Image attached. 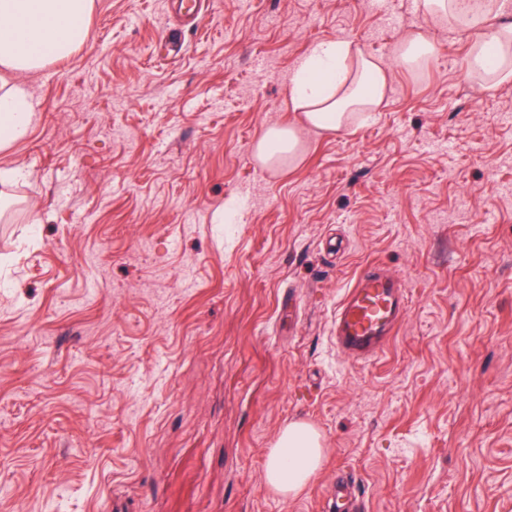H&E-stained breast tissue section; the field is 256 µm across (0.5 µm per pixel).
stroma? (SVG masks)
Returning <instances> with one entry per match:
<instances>
[{
  "mask_svg": "<svg viewBox=\"0 0 512 512\" xmlns=\"http://www.w3.org/2000/svg\"><path fill=\"white\" fill-rule=\"evenodd\" d=\"M411 0H94L84 44L26 84L0 216V512H512V87L471 37L396 58ZM392 69L377 112L295 125L290 77L322 41ZM233 207L235 223L225 221ZM406 284L384 350L332 318L368 264ZM319 433L298 497L263 482L288 423ZM298 133L294 126L274 125L268 127L257 144V155L264 164L278 162L282 155L288 154L293 162L300 160L303 151Z\"/></svg>",
  "mask_w": 512,
  "mask_h": 512,
  "instance_id": "stroma-1",
  "label": "stroma"
}]
</instances>
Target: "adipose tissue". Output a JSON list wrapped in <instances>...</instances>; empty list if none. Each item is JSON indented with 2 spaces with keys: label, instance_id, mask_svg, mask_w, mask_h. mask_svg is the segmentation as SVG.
Segmentation results:
<instances>
[{
  "label": "adipose tissue",
  "instance_id": "obj_1",
  "mask_svg": "<svg viewBox=\"0 0 512 512\" xmlns=\"http://www.w3.org/2000/svg\"><path fill=\"white\" fill-rule=\"evenodd\" d=\"M94 0H0V148L23 138L35 116L28 89L14 77L44 68L48 55L66 56L82 44ZM476 26L490 36L472 43L466 66L483 73L490 88L512 85V24H495L481 13ZM392 83L390 69L348 41L318 43L296 65L290 84L301 124L314 132H337L356 113L375 111ZM302 145L294 126L268 127L257 144L263 163L281 156L300 160ZM323 458L320 436L304 422L280 432L267 455L264 484L283 498L305 491Z\"/></svg>",
  "mask_w": 512,
  "mask_h": 512
}]
</instances>
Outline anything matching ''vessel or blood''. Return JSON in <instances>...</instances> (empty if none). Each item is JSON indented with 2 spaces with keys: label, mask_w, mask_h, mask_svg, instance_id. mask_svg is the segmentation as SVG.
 Here are the masks:
<instances>
[{
  "label": "vessel or blood",
  "mask_w": 512,
  "mask_h": 512,
  "mask_svg": "<svg viewBox=\"0 0 512 512\" xmlns=\"http://www.w3.org/2000/svg\"><path fill=\"white\" fill-rule=\"evenodd\" d=\"M405 288L400 277L379 265L366 266L336 306L333 328L337 349L354 359L383 350L406 316Z\"/></svg>",
  "instance_id": "b4317fda"
}]
</instances>
